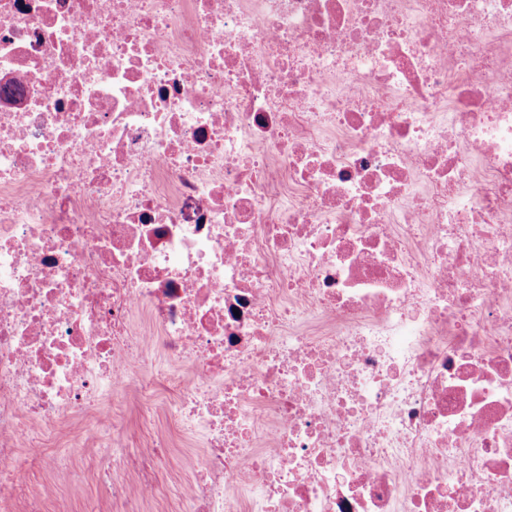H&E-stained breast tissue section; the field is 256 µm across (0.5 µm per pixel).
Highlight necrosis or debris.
Returning <instances> with one entry per match:
<instances>
[{
	"instance_id": "obj_1",
	"label": "necrosis or debris",
	"mask_w": 512,
	"mask_h": 512,
	"mask_svg": "<svg viewBox=\"0 0 512 512\" xmlns=\"http://www.w3.org/2000/svg\"><path fill=\"white\" fill-rule=\"evenodd\" d=\"M160 356L179 512H512V0H0V512Z\"/></svg>"
}]
</instances>
